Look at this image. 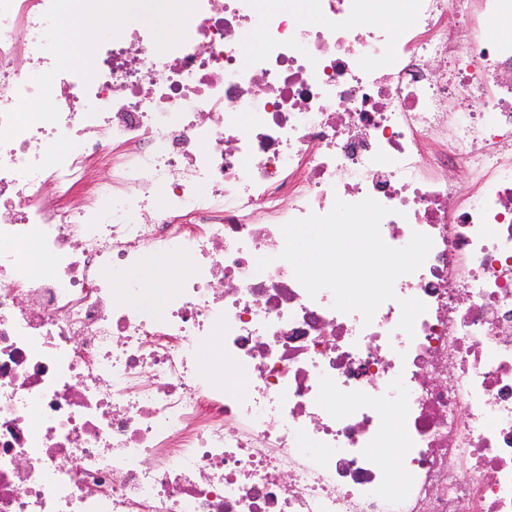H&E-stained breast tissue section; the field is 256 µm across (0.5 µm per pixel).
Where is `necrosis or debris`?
Listing matches in <instances>:
<instances>
[{
	"label": "necrosis or debris",
	"instance_id": "necrosis-or-debris-1",
	"mask_svg": "<svg viewBox=\"0 0 512 512\" xmlns=\"http://www.w3.org/2000/svg\"><path fill=\"white\" fill-rule=\"evenodd\" d=\"M123 4L64 68L0 0V512H512V0H192L163 54ZM368 197L433 246L367 324L280 253ZM184 253L156 319L129 272Z\"/></svg>",
	"mask_w": 512,
	"mask_h": 512
}]
</instances>
